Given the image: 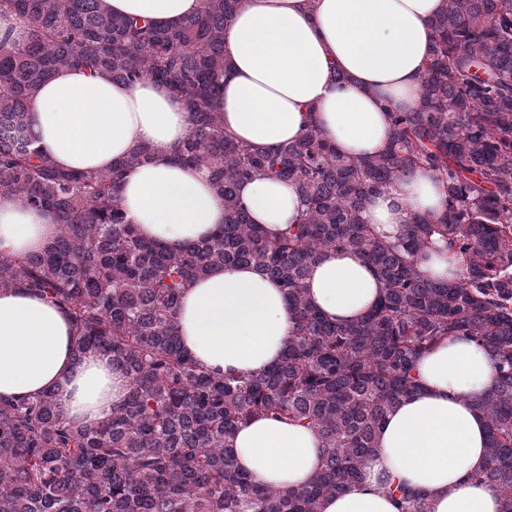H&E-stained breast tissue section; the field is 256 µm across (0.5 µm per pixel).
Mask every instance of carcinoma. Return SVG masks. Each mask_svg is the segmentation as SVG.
Returning a JSON list of instances; mask_svg holds the SVG:
<instances>
[{
    "label": "carcinoma",
    "instance_id": "cac0c4a2",
    "mask_svg": "<svg viewBox=\"0 0 512 512\" xmlns=\"http://www.w3.org/2000/svg\"><path fill=\"white\" fill-rule=\"evenodd\" d=\"M25 36L0 47V194L51 215L41 251L0 254V290L24 288L66 310L75 355H110L129 379L122 405L94 426L71 421L55 396L0 398V512H320L357 482L387 414L421 382L416 362L467 338L498 373L475 406L488 425L485 465L473 478L512 512V0H444L417 104L386 109L390 139L361 160L336 152L315 124L296 142L258 149L235 140L216 111L224 25L239 0H202L176 27L118 15L106 0H8ZM115 82L166 85L191 127L178 160L205 170L224 199V224L179 252L142 240L120 199L125 173L151 159L146 144L106 171L59 167L28 132L30 105L61 68ZM428 168L446 188L438 218L417 216L392 243L363 212L390 183ZM264 176L293 184L302 212L270 237L239 196ZM443 243L464 270L424 278L416 259ZM327 250L353 252L382 296L363 319L336 323L308 302L310 266ZM278 281L295 313L272 368L225 375L182 348L183 289L227 266ZM267 417L313 429L321 469L305 485L264 487L233 453L238 429ZM400 512H432L428 496L390 488Z\"/></svg>",
    "mask_w": 512,
    "mask_h": 512
}]
</instances>
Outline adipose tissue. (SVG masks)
<instances>
[{
  "instance_id": "adipose-tissue-1",
  "label": "adipose tissue",
  "mask_w": 512,
  "mask_h": 512,
  "mask_svg": "<svg viewBox=\"0 0 512 512\" xmlns=\"http://www.w3.org/2000/svg\"><path fill=\"white\" fill-rule=\"evenodd\" d=\"M114 12L175 26L202 0H107ZM443 0H240L224 28L228 66L218 107L235 137L259 148L297 141L307 119L346 156L385 146L384 105L418 100L431 19ZM38 144L59 165L108 170L144 142L151 163L129 172L121 197L141 237L173 251L210 235L224 202L204 171L176 161L191 116L180 97L149 80L115 83L83 67L59 69L29 114ZM239 195L254 223L274 232L294 223L293 185L257 178ZM445 191L419 169L369 200L364 218L393 241L412 215H440ZM51 216L0 195V253L35 252L54 238ZM307 299L329 320L365 316L383 284L361 257L329 250L310 269ZM184 349L216 373H259L288 345L294 315L278 283L250 266H228L185 290L177 313ZM69 317L23 290L0 291V396L52 392L69 417L87 425L121 404L128 380L109 356L74 355ZM421 389L390 411L362 478L324 498L321 512H398L387 489L426 491L433 512H500L496 491L474 480L487 458V422L474 400L496 376L488 352L468 339L449 341L417 363ZM239 466L273 487L309 482L322 444L307 427L258 418L234 440Z\"/></svg>"
}]
</instances>
